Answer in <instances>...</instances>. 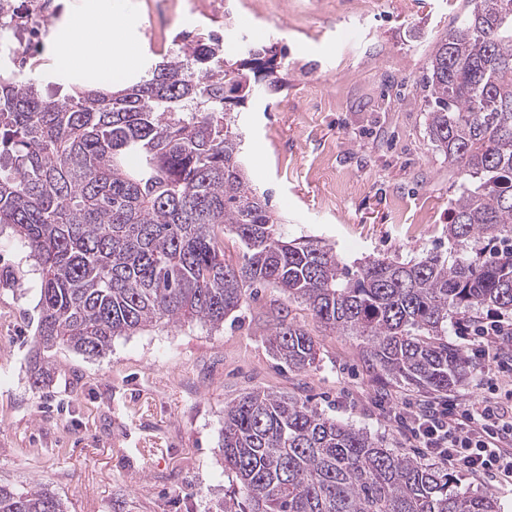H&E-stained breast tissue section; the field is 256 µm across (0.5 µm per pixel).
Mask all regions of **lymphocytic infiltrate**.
Returning <instances> with one entry per match:
<instances>
[{
	"label": "lymphocytic infiltrate",
	"mask_w": 512,
	"mask_h": 512,
	"mask_svg": "<svg viewBox=\"0 0 512 512\" xmlns=\"http://www.w3.org/2000/svg\"><path fill=\"white\" fill-rule=\"evenodd\" d=\"M511 343L512 325L496 315L481 320L473 344L487 366L482 398L463 406L436 401L399 417L414 447L457 472L512 484V415L504 407L512 389L499 385L512 376V355L505 352Z\"/></svg>",
	"instance_id": "f902f5d3"
}]
</instances>
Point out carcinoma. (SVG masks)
Masks as SVG:
<instances>
[{
    "instance_id": "cac0c4a2",
    "label": "carcinoma",
    "mask_w": 512,
    "mask_h": 512,
    "mask_svg": "<svg viewBox=\"0 0 512 512\" xmlns=\"http://www.w3.org/2000/svg\"><path fill=\"white\" fill-rule=\"evenodd\" d=\"M423 75L430 140L458 166L444 256L366 259L287 240L251 185L231 112L278 88L272 49L226 57L209 33L120 89L0 77V229L28 249L40 280L35 381L54 350L100 356L117 336L165 320L212 328L271 285L326 329L361 336L375 365L433 393L462 385L469 362L448 320L512 313V0H472ZM241 255L226 256L219 230ZM293 371L314 338L282 322L267 340ZM224 468L239 512H498L420 460L283 393L252 389L224 407ZM0 512H64L48 488L0 485Z\"/></svg>"
}]
</instances>
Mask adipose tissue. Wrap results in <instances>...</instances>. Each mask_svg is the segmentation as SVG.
<instances>
[{"instance_id":"adipose-tissue-1","label":"adipose tissue","mask_w":512,"mask_h":512,"mask_svg":"<svg viewBox=\"0 0 512 512\" xmlns=\"http://www.w3.org/2000/svg\"><path fill=\"white\" fill-rule=\"evenodd\" d=\"M128 21L116 0H98L74 15L67 38L49 50L56 68L88 74L99 84L122 82L138 63L136 50L121 35Z\"/></svg>"}]
</instances>
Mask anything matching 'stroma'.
Listing matches in <instances>:
<instances>
[{
    "label": "stroma",
    "instance_id": "35a3bbf8",
    "mask_svg": "<svg viewBox=\"0 0 512 512\" xmlns=\"http://www.w3.org/2000/svg\"><path fill=\"white\" fill-rule=\"evenodd\" d=\"M47 33L26 66L49 81L48 47L87 0H54ZM144 60L159 44L152 0H123ZM175 0L168 38L201 29L275 48L281 87L257 89L235 125L253 187L284 219L285 237L335 245L346 257L405 259L448 247V208L460 178L426 130L422 76L430 49L466 0H228L208 17ZM39 300L28 253L0 233V484L48 486L66 512H224L241 500L221 451L224 407L252 388L288 394L353 425L399 454L396 414L428 392L369 361L366 342L323 330L305 303L254 291L213 329L160 323L114 338L105 354L55 350L33 385ZM317 342L313 366L291 371L267 346L278 311Z\"/></svg>",
    "mask_w": 512,
    "mask_h": 512
}]
</instances>
